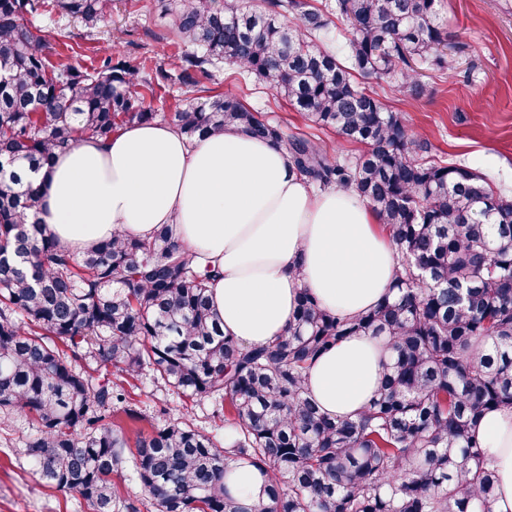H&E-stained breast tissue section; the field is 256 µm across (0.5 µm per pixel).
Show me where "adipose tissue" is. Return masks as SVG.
I'll list each match as a JSON object with an SVG mask.
<instances>
[{"label":"adipose tissue","mask_w":512,"mask_h":512,"mask_svg":"<svg viewBox=\"0 0 512 512\" xmlns=\"http://www.w3.org/2000/svg\"><path fill=\"white\" fill-rule=\"evenodd\" d=\"M30 178L40 220L74 256L169 225L199 268L217 270L211 305L245 347L283 334L302 291L342 316L391 292L397 252L377 214L355 193L315 191L285 150L240 130L191 141L158 122L128 126L81 139ZM387 356L382 339L349 337L314 363L306 387L330 415L357 416ZM473 433L498 476L493 510L512 512V408L491 409Z\"/></svg>","instance_id":"1"}]
</instances>
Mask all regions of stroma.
Wrapping results in <instances>:
<instances>
[{
  "label": "stroma",
  "instance_id": "obj_1",
  "mask_svg": "<svg viewBox=\"0 0 512 512\" xmlns=\"http://www.w3.org/2000/svg\"><path fill=\"white\" fill-rule=\"evenodd\" d=\"M443 10L450 20L448 53L456 60L454 72L419 66L428 93L418 100L403 99L386 80L373 76L361 78L360 84L378 92L411 133L429 140L436 161L467 166L497 192L512 197V0H444ZM29 22L60 61L74 66L97 69L110 56L146 62L154 87L150 102L158 112H173L189 98L232 94L288 135L327 142L339 161L359 153L358 146L305 121L264 84L227 64L199 76L197 86L180 84L175 78L179 57L191 46L171 40L172 19L163 13L160 0H112L105 22L92 31L58 13L35 15ZM129 406L146 423L184 415L219 441L228 439V425L211 418L212 401L187 402L157 387L149 375L136 380ZM33 432L23 418L0 425V512H90L79 495L42 485L33 475L23 454Z\"/></svg>",
  "mask_w": 512,
  "mask_h": 512
}]
</instances>
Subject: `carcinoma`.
I'll return each instance as SVG.
<instances>
[{"label": "carcinoma", "mask_w": 512, "mask_h": 512, "mask_svg": "<svg viewBox=\"0 0 512 512\" xmlns=\"http://www.w3.org/2000/svg\"><path fill=\"white\" fill-rule=\"evenodd\" d=\"M162 0L193 51L179 81L224 62L283 96L311 123L363 145L352 161L249 110L233 95L192 98L163 119L194 140L234 126L282 147L323 188L355 192L398 254L393 295L353 318L301 293L288 329L252 347L224 335L199 272L169 226L115 236L75 258L39 220L26 168L83 137L157 118L141 89L146 64L107 58L88 72L49 59L27 15L104 22L112 0H0V424L32 421L25 444L40 482L118 512L116 479L132 459L154 512H493L497 477L472 427L512 406V198L463 165L426 158L428 143L356 76L427 91L411 62L454 69L442 0ZM348 26L343 57L323 45L329 12ZM386 342L378 396L355 418L306 395L316 358L349 336ZM84 359L105 371L76 370ZM150 371L186 397L212 399L235 433L224 445L188 423L146 431L112 420L127 402L120 374ZM250 466L262 494L226 484Z\"/></svg>", "instance_id": "1"}]
</instances>
